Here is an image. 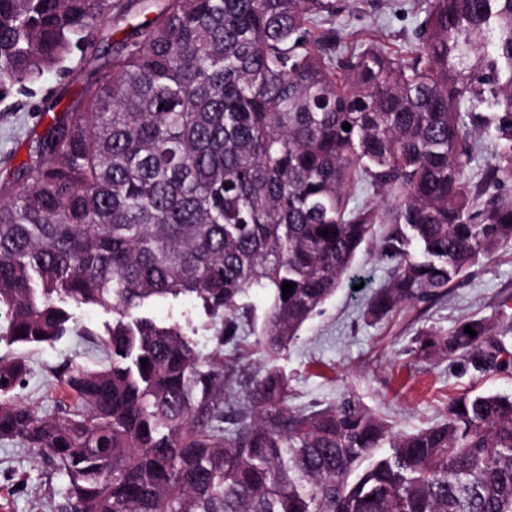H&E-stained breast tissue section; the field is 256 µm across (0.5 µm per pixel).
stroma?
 Instances as JSON below:
<instances>
[{"instance_id":"obj_1","label":"stroma","mask_w":512,"mask_h":512,"mask_svg":"<svg viewBox=\"0 0 512 512\" xmlns=\"http://www.w3.org/2000/svg\"><path fill=\"white\" fill-rule=\"evenodd\" d=\"M418 2L347 0L348 8L336 25L345 45L402 55L414 42L422 19ZM59 84L58 77H49L34 97L15 98L12 111L0 112V187L16 178L27 162L32 142L43 130L37 108ZM477 144L464 173L469 190L487 195L512 192L510 186L486 181L493 163L491 144L483 137ZM387 231V225H376L374 239L362 245L349 279L280 360L288 377L290 405L324 407L351 398L386 417L395 429L411 432L442 423L449 397L467 389L512 392L510 372L478 378L462 356L422 355L415 350L420 334H446L470 319L487 320L501 334L512 332V245L471 266L448 293L409 304L376 322L367 317L366 309L393 272L392 261L379 252ZM70 312L73 330L55 343L24 348L0 341V357L22 352L29 360L30 372L17 391L19 401L49 415L56 414L63 396L54 369L65 363L98 367L102 355L83 334L103 333L112 320L111 313L99 307L74 306ZM145 313L160 323H179L201 352L215 346L210 320L191 298L155 302ZM66 485V478L51 472L34 449L0 442V504H5V512H50Z\"/></svg>"}]
</instances>
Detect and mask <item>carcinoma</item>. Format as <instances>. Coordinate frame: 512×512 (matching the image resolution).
<instances>
[{"instance_id":"1","label":"carcinoma","mask_w":512,"mask_h":512,"mask_svg":"<svg viewBox=\"0 0 512 512\" xmlns=\"http://www.w3.org/2000/svg\"><path fill=\"white\" fill-rule=\"evenodd\" d=\"M343 11L0 0V103L51 74L80 81L43 109L56 115L0 198V340L52 344L72 331L71 305L112 313L104 363L54 373L63 418L19 402L27 366L0 359V441L67 478L53 512H512V393H464L445 422L409 433L351 400L288 405L275 361L375 224L391 225L379 251L395 263L375 321L512 242V195L483 200L462 180L479 133L489 179L512 183V0H428L403 56L345 49ZM108 27V72L80 78ZM359 187L386 207L352 204ZM256 288L270 363L248 387L224 347L253 326L239 301ZM183 296L211 320L207 354L142 315ZM420 348L460 352L480 375L512 370L484 320Z\"/></svg>"}]
</instances>
